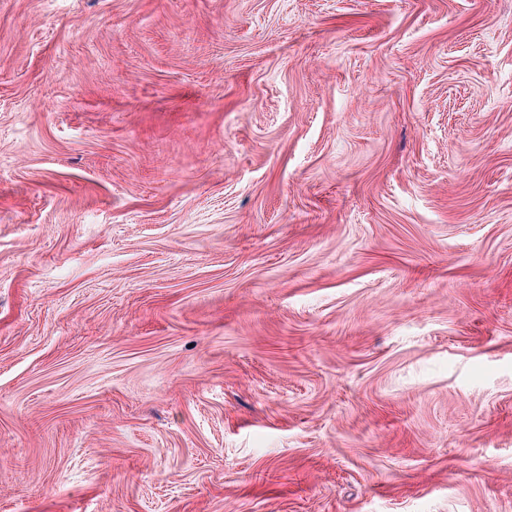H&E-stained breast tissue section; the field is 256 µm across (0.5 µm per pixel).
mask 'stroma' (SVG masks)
I'll return each instance as SVG.
<instances>
[{"mask_svg": "<svg viewBox=\"0 0 512 512\" xmlns=\"http://www.w3.org/2000/svg\"><path fill=\"white\" fill-rule=\"evenodd\" d=\"M0 512H512V0H0Z\"/></svg>", "mask_w": 512, "mask_h": 512, "instance_id": "stroma-1", "label": "stroma"}]
</instances>
